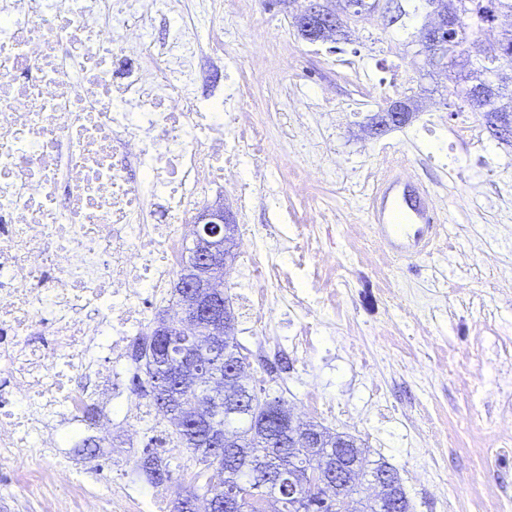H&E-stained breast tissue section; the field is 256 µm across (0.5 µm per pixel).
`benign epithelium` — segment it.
<instances>
[{
    "label": "benign epithelium",
    "instance_id": "benign-epithelium-1",
    "mask_svg": "<svg viewBox=\"0 0 512 512\" xmlns=\"http://www.w3.org/2000/svg\"><path fill=\"white\" fill-rule=\"evenodd\" d=\"M452 16L444 7L436 11L434 22L423 31V38L431 45L439 42L441 34L451 26ZM294 22L304 31L313 34H326L336 26V6L328 0H306ZM407 106L402 100H394L387 110L378 114L376 128L398 125L407 122ZM194 243L197 246L200 274L180 282L183 298L182 317L187 334H202L207 340H196L180 353L171 366L172 374L188 389L201 398L204 417L214 420L220 416L221 408L214 397L219 390L217 375L208 371L201 363L203 355L219 357L224 351V338L232 335L234 319L230 311H222L220 296L224 287V250L235 246V224L231 213L222 206L210 207L196 218L193 225ZM174 335L173 325L167 315H162L150 331L152 342L159 344L165 337ZM269 418L278 422L292 433L302 436L307 442H315V437L296 421L294 415L283 416L273 408ZM346 474L340 467L322 468L321 485L333 490L327 500L333 504L334 512H345L350 498L338 495L345 486ZM369 484L374 489L377 512H394L398 506L392 493V483L388 475L375 473L369 476Z\"/></svg>",
    "mask_w": 512,
    "mask_h": 512
}]
</instances>
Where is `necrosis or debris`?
Instances as JSON below:
<instances>
[{
  "mask_svg": "<svg viewBox=\"0 0 512 512\" xmlns=\"http://www.w3.org/2000/svg\"><path fill=\"white\" fill-rule=\"evenodd\" d=\"M224 0H0V459L24 455L23 489L42 512H103V498L61 456L87 410L102 430L136 434L155 407L124 395L125 341L164 301L206 190L227 185L243 208L264 209L261 178L239 170V149L264 131L244 101L175 80L168 54L214 73L224 28L206 41L148 32L167 14L188 17ZM247 317L273 316L270 275L243 234ZM102 369L98 391L74 376Z\"/></svg>",
  "mask_w": 512,
  "mask_h": 512,
  "instance_id": "4bbe7bcc",
  "label": "necrosis or debris"
}]
</instances>
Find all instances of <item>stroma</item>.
I'll return each mask as SVG.
<instances>
[{"instance_id": "1", "label": "stroma", "mask_w": 512, "mask_h": 512, "mask_svg": "<svg viewBox=\"0 0 512 512\" xmlns=\"http://www.w3.org/2000/svg\"><path fill=\"white\" fill-rule=\"evenodd\" d=\"M224 31V70L251 86L247 100L267 131L272 161L256 192L277 208L244 209L223 201L238 229H252L258 260L290 274L308 308L317 348L306 358L282 352L250 358L252 385L301 403L316 388L335 407L313 420L353 436L372 459L396 470L413 512H495L512 497V146L492 136L481 117L479 144L455 136L462 105L444 76L410 69L413 49L393 44L379 54L352 40L298 38L293 7L283 0H237ZM271 59L288 57L290 75L250 70L255 45ZM416 96L424 108L407 125L380 131L370 117L390 100ZM356 125L339 123L348 109ZM412 170L433 190L448 235L432 254L397 260L368 228L365 190L391 165ZM170 429L153 426L122 464L134 469L144 449L165 454L173 480L198 465L169 451ZM29 458L0 462V512H40L14 484ZM443 485L451 508L433 498Z\"/></svg>"}]
</instances>
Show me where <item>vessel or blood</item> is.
<instances>
[{
	"mask_svg": "<svg viewBox=\"0 0 512 512\" xmlns=\"http://www.w3.org/2000/svg\"><path fill=\"white\" fill-rule=\"evenodd\" d=\"M368 200L373 233L393 256L427 253L446 230L431 190L411 174L384 175L373 185Z\"/></svg>",
	"mask_w": 512,
	"mask_h": 512,
	"instance_id": "b4317fda",
	"label": "vessel or blood"
}]
</instances>
